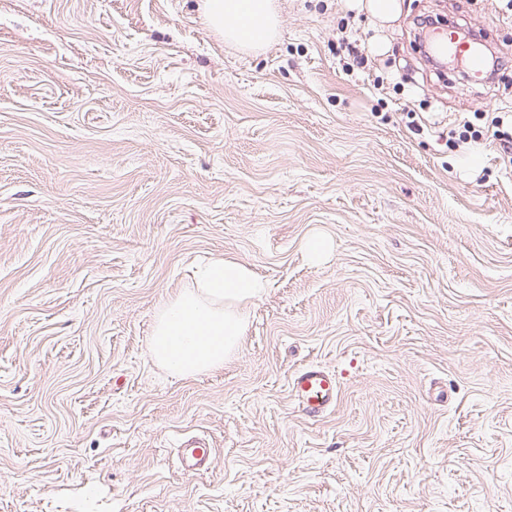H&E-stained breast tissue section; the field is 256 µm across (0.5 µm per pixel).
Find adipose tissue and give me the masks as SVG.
Here are the masks:
<instances>
[{
    "label": "adipose tissue",
    "instance_id": "obj_1",
    "mask_svg": "<svg viewBox=\"0 0 512 512\" xmlns=\"http://www.w3.org/2000/svg\"><path fill=\"white\" fill-rule=\"evenodd\" d=\"M200 10L216 34L245 52H261L279 35L276 0H201ZM262 292V283L244 265L211 260L199 271L194 287L157 312L152 358L176 378L222 367L246 330L242 303Z\"/></svg>",
    "mask_w": 512,
    "mask_h": 512
}]
</instances>
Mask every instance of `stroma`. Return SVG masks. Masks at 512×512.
<instances>
[{"instance_id": "1", "label": "stroma", "mask_w": 512, "mask_h": 512, "mask_svg": "<svg viewBox=\"0 0 512 512\" xmlns=\"http://www.w3.org/2000/svg\"><path fill=\"white\" fill-rule=\"evenodd\" d=\"M278 4L247 55L198 0H0V512H512V166L401 120L512 107V66L436 68L417 27L512 59L507 0ZM217 258L266 290L223 367L171 377L155 314ZM367 3H359L361 9L365 8L369 14L378 21L384 23L394 20L400 12L399 0H364ZM339 51L344 52L349 59L352 58V62L358 68H369L371 60L367 55L364 54V49L357 44V40H351L347 35L346 31H343V27L340 29V33L337 37ZM289 389L301 411L311 417L326 414L336 405L338 398L336 377L325 368L314 365L295 372ZM178 456L182 472L199 474L208 470L212 462L213 451L200 440L188 438L182 442Z\"/></svg>"}]
</instances>
